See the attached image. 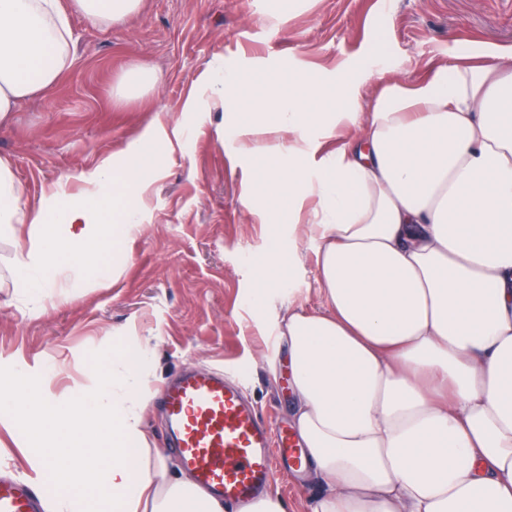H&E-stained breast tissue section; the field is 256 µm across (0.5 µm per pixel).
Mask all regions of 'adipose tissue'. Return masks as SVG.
Listing matches in <instances>:
<instances>
[{"label":"adipose tissue","mask_w":512,"mask_h":512,"mask_svg":"<svg viewBox=\"0 0 512 512\" xmlns=\"http://www.w3.org/2000/svg\"><path fill=\"white\" fill-rule=\"evenodd\" d=\"M141 2L0 0V124L68 65L70 15L109 27ZM377 78L364 122L348 73L248 80L215 63L199 78L211 107L231 114L228 136L255 189L244 205L288 227L255 306L299 236L318 247L323 308L289 305L279 336L302 465L319 487L308 512H512V52L415 81L389 67ZM345 127L355 135L317 156ZM161 142L187 152L192 137L178 123L146 127L121 158L77 174L76 203L23 205L0 160V226L29 227L19 287L51 296L101 245L137 231L139 207L118 204L114 189L145 194ZM151 354L145 343L105 358L92 387L64 400L51 366L0 372V425L23 428L45 512H227L153 445Z\"/></svg>","instance_id":"obj_1"}]
</instances>
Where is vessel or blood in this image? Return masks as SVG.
I'll return each mask as SVG.
<instances>
[{
	"label": "vessel or blood",
	"mask_w": 512,
	"mask_h": 512,
	"mask_svg": "<svg viewBox=\"0 0 512 512\" xmlns=\"http://www.w3.org/2000/svg\"><path fill=\"white\" fill-rule=\"evenodd\" d=\"M167 443L197 484L229 503L267 490L274 460L287 441L259 418L236 376L183 371L160 394ZM39 499L23 481L0 480V512H38Z\"/></svg>",
	"instance_id": "obj_1"
}]
</instances>
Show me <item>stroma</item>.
I'll use <instances>...</instances> for the list:
<instances>
[{"mask_svg":"<svg viewBox=\"0 0 512 512\" xmlns=\"http://www.w3.org/2000/svg\"><path fill=\"white\" fill-rule=\"evenodd\" d=\"M69 21V67L0 127V158L25 204L60 191L78 199L70 175L119 153L154 122H184L194 140L188 156L163 155L140 231L103 251V273L61 283L52 298L30 299L16 287V243L11 229H0V361L55 363L52 389L63 397L88 385L94 359L147 338L156 377L169 380L187 366L235 371L263 418L290 433L293 395L269 365L284 356L277 334L289 302L321 308L317 250L301 244L289 283L274 286L264 307L252 304L271 229L243 204L246 165L222 136L227 112H186L185 99L199 93V77L215 61L327 79L344 67L361 75L366 111L377 87L367 73L374 55L417 80L464 52L512 49V0H301L280 23L268 17L266 0H142L136 15L109 28ZM140 62L160 82L122 97L121 78Z\"/></svg>","mask_w":512,"mask_h":512,"instance_id":"obj_1","label":"stroma"}]
</instances>
